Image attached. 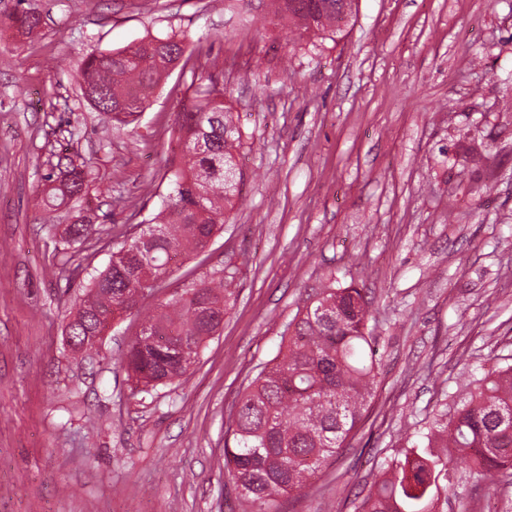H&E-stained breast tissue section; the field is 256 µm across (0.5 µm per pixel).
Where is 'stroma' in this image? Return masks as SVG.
Returning a JSON list of instances; mask_svg holds the SVG:
<instances>
[{
    "label": "stroma",
    "mask_w": 512,
    "mask_h": 512,
    "mask_svg": "<svg viewBox=\"0 0 512 512\" xmlns=\"http://www.w3.org/2000/svg\"><path fill=\"white\" fill-rule=\"evenodd\" d=\"M43 23L0 34V512H252L224 442L243 386L328 277L370 302L375 397L360 429L279 512H353L481 368L512 364V0H356L336 33L271 24L265 0H25ZM16 0H0V18ZM183 32L242 132V199L172 287L231 270L224 325L191 370L134 390L128 315L93 349L69 321L113 237L156 212L179 158L189 74L116 129L75 75L96 50ZM86 164L79 207L101 241L71 246L38 202L58 157Z\"/></svg>",
    "instance_id": "1"
}]
</instances>
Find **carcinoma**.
<instances>
[{
  "instance_id": "cac0c4a2",
  "label": "carcinoma",
  "mask_w": 512,
  "mask_h": 512,
  "mask_svg": "<svg viewBox=\"0 0 512 512\" xmlns=\"http://www.w3.org/2000/svg\"><path fill=\"white\" fill-rule=\"evenodd\" d=\"M353 0H270V21L300 34L339 31ZM40 16L21 10L13 27L32 34ZM202 45L189 48L184 34H168L124 48L89 54L76 81L96 95L87 102L119 125L138 112L129 101L149 102L169 75V66L187 67ZM186 89L176 133L183 161L169 170L172 189L137 231H120L122 242L108 266L91 275L85 298L68 324L74 350L93 346L87 336L100 332L109 315L140 312L171 274L173 257L200 253L221 229L240 195L243 173L236 160L241 132L224 104L218 76L196 74ZM83 166L60 157L45 176L40 202L52 214L89 191ZM95 233L93 221L80 217L68 225V241L82 245ZM229 275L220 271L173 293L148 314L142 329L165 336L170 344L153 347L141 333L128 345L124 365L144 389L186 372L202 344L220 328L231 293ZM369 302L353 286L328 279L288 322L277 357L262 366L238 399L224 448L235 486L257 512H277V498L299 491L359 429L372 397L378 360L372 346ZM409 442L402 457L374 479L354 501V512H448V493L466 484L495 492L512 485V365H496L459 395L453 413L436 415L423 434ZM458 453L468 459L454 472Z\"/></svg>"
}]
</instances>
